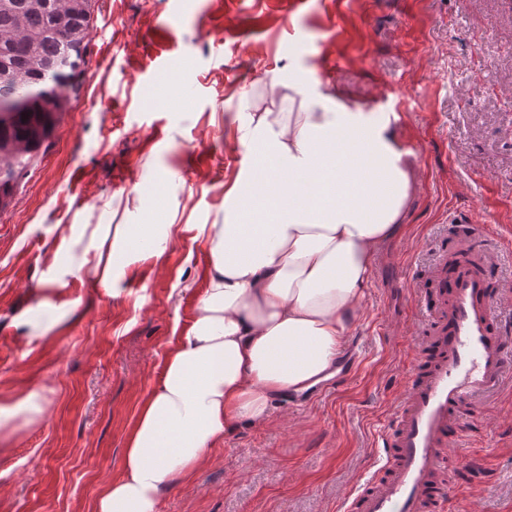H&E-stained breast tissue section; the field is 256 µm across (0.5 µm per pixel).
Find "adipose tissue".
<instances>
[{"instance_id":"adipose-tissue-1","label":"adipose tissue","mask_w":512,"mask_h":512,"mask_svg":"<svg viewBox=\"0 0 512 512\" xmlns=\"http://www.w3.org/2000/svg\"><path fill=\"white\" fill-rule=\"evenodd\" d=\"M245 113L247 163L224 192V221L200 225L208 261L187 330L143 399L118 477L94 512H156L270 399L324 378L362 306L375 257L406 223L415 189L392 113L363 111L297 70L272 74ZM177 227L119 224L99 273Z\"/></svg>"}]
</instances>
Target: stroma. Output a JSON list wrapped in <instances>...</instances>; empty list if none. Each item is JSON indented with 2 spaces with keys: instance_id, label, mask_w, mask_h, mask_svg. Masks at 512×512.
<instances>
[{
  "instance_id": "1",
  "label": "stroma",
  "mask_w": 512,
  "mask_h": 512,
  "mask_svg": "<svg viewBox=\"0 0 512 512\" xmlns=\"http://www.w3.org/2000/svg\"><path fill=\"white\" fill-rule=\"evenodd\" d=\"M295 65L368 112H393L415 172L348 335L352 380L303 407L272 399L157 512H343L383 455L412 362L426 357L437 269L461 245L512 329V0H95L79 89L0 212V405L41 423L0 439V512H92L203 287L201 224L224 221L245 112ZM475 224L468 235L466 224ZM174 224L107 287L96 229ZM445 512H512V384L451 424ZM44 413L45 407L40 394L30 392L11 407H0V428L6 429L18 419L26 423L31 422L36 416H42Z\"/></svg>"
}]
</instances>
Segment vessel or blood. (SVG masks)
I'll return each instance as SVG.
<instances>
[{
    "instance_id": "1",
    "label": "vessel or blood",
    "mask_w": 512,
    "mask_h": 512,
    "mask_svg": "<svg viewBox=\"0 0 512 512\" xmlns=\"http://www.w3.org/2000/svg\"><path fill=\"white\" fill-rule=\"evenodd\" d=\"M499 296L469 269L453 279L450 301L437 320L426 367L412 366L395 427L380 440L381 477L360 490L345 512H436L451 490L441 471L453 470L448 427L462 404L512 377V337L496 321Z\"/></svg>"
}]
</instances>
